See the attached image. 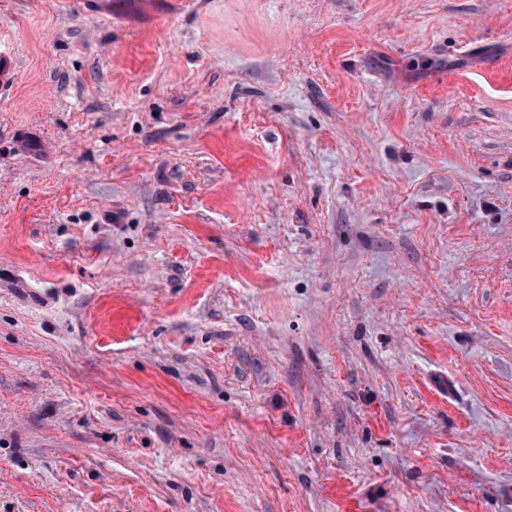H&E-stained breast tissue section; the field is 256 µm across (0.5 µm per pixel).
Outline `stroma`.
<instances>
[{
	"instance_id": "35a3bbf8",
	"label": "stroma",
	"mask_w": 512,
	"mask_h": 512,
	"mask_svg": "<svg viewBox=\"0 0 512 512\" xmlns=\"http://www.w3.org/2000/svg\"><path fill=\"white\" fill-rule=\"evenodd\" d=\"M0 40V512H512V0Z\"/></svg>"
}]
</instances>
